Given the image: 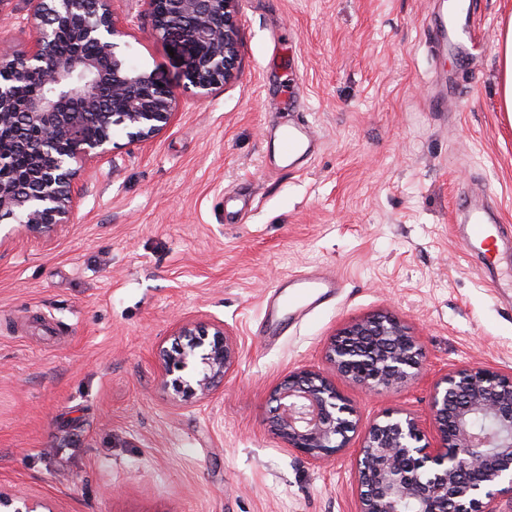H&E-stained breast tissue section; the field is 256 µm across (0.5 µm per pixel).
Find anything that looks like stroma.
I'll return each mask as SVG.
<instances>
[{"label": "stroma", "instance_id": "1", "mask_svg": "<svg viewBox=\"0 0 512 512\" xmlns=\"http://www.w3.org/2000/svg\"><path fill=\"white\" fill-rule=\"evenodd\" d=\"M453 0H238L241 62L200 96L152 32L148 0H112L127 59L177 93L151 142L115 133L89 165L72 224L49 236L0 219V492L42 512H359L352 454L315 463L270 430L289 372L327 367L330 339L388 313L422 370L373 394L343 376L358 419L427 422L434 382L512 373V124L499 109L500 29L512 0H477L466 54L425 39ZM28 0H0V50L23 49ZM301 96L288 109L291 83ZM314 132L290 167L280 132ZM499 228L493 262L465 248L470 210ZM338 277L333 298L262 342L289 274ZM237 344L210 399L160 385L157 353L182 321Z\"/></svg>", "mask_w": 512, "mask_h": 512}]
</instances>
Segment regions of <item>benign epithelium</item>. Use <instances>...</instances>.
<instances>
[{"label": "benign epithelium", "instance_id": "obj_1", "mask_svg": "<svg viewBox=\"0 0 512 512\" xmlns=\"http://www.w3.org/2000/svg\"><path fill=\"white\" fill-rule=\"evenodd\" d=\"M70 0H31V46L0 53V71L33 72L41 88L0 82V218L49 236L72 223L87 165L108 158L114 132L146 143L172 124L177 98L152 72L119 52L127 22L112 0H93L85 15ZM238 0H149L153 30L182 62L186 86L206 95L239 67ZM69 28L96 46L61 57L55 32ZM29 166L14 167L17 155ZM170 350L160 349V382L185 402L206 400L236 362V343L219 322L185 321ZM326 359L337 373L368 391H398L420 372L416 337L396 318L374 314L344 327ZM270 402L274 435L300 455L326 460L349 450L355 410L328 373L301 369L276 386ZM429 419L436 444L423 443L419 420L389 411L365 432L356 450L360 512H495L512 495V374L462 368L434 382ZM26 498L0 495V508L37 512Z\"/></svg>", "mask_w": 512, "mask_h": 512}]
</instances>
